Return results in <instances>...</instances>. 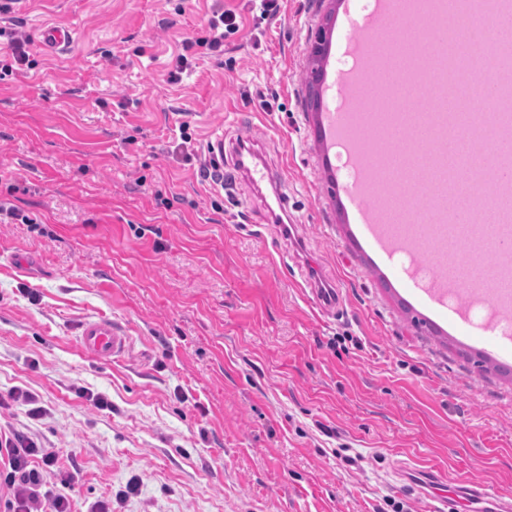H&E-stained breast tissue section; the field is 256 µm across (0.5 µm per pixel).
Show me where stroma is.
<instances>
[{
  "mask_svg": "<svg viewBox=\"0 0 512 512\" xmlns=\"http://www.w3.org/2000/svg\"><path fill=\"white\" fill-rule=\"evenodd\" d=\"M19 0L0 13V395L44 415L0 424L60 451L78 508L112 512H427L397 470L512 489V348L459 333L412 296L405 267L362 242L343 148L328 150L314 97L342 103L339 51L353 0ZM220 7L239 31L219 52ZM72 44L44 53L41 28ZM34 63L13 72L9 41ZM186 55V70L176 67ZM324 67L328 92L309 88ZM254 141L282 177L292 236L270 185L236 164ZM218 164L222 183L201 171ZM312 277L342 305L320 312ZM129 338L108 363L79 342L88 320ZM102 395L107 409L76 395ZM140 485L126 494L129 481ZM209 27L214 32L211 40L197 42L199 46L208 45L209 50H220L224 46V37L227 34H235L239 31V25L236 22V15L231 11H222L209 19Z\"/></svg>",
  "mask_w": 512,
  "mask_h": 512,
  "instance_id": "stroma-1",
  "label": "stroma"
}]
</instances>
